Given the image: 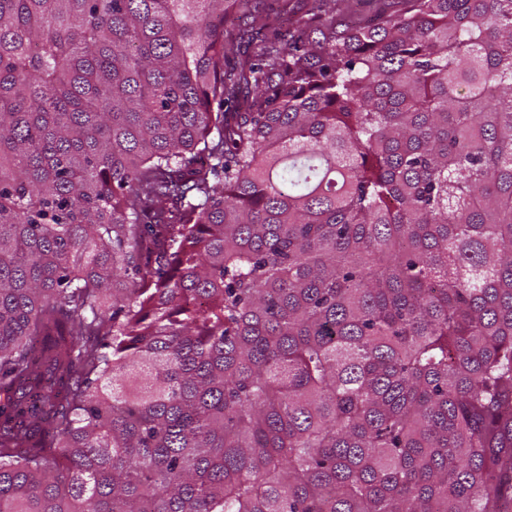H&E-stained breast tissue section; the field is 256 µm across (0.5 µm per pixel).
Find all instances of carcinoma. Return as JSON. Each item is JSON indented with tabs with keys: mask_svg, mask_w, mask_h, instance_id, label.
Listing matches in <instances>:
<instances>
[{
	"mask_svg": "<svg viewBox=\"0 0 512 512\" xmlns=\"http://www.w3.org/2000/svg\"><path fill=\"white\" fill-rule=\"evenodd\" d=\"M227 2L0 0V512H503L512 0ZM404 3L402 0H347L341 4L336 11V25L340 27L348 22L354 13L374 14L377 11H384L387 14L394 13L402 9Z\"/></svg>",
	"mask_w": 512,
	"mask_h": 512,
	"instance_id": "1",
	"label": "carcinoma"
}]
</instances>
